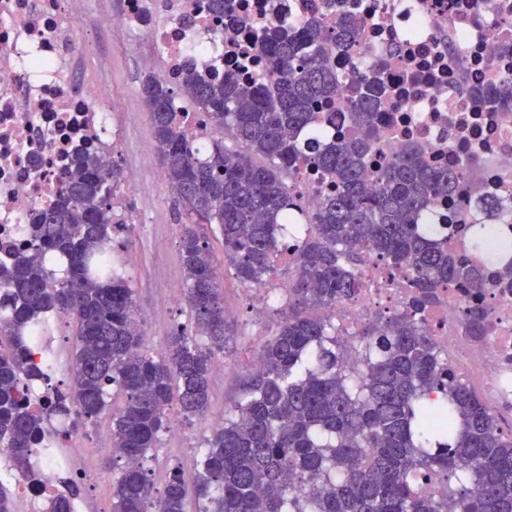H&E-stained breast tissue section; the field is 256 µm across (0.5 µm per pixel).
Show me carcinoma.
Wrapping results in <instances>:
<instances>
[{"mask_svg": "<svg viewBox=\"0 0 512 512\" xmlns=\"http://www.w3.org/2000/svg\"><path fill=\"white\" fill-rule=\"evenodd\" d=\"M346 20L327 37L317 26L297 35L261 39L267 75L249 86L189 71L180 92L149 74L140 92L165 178L182 208L180 259L191 329H176L152 353L135 329L133 291L118 273L112 248V186L107 172L84 155L55 202L30 225V244L0 259V450L19 479L37 487L35 449L56 439L55 423L80 430L95 425L112 394L113 459L122 469L112 512H512V433L497 413L461 382L420 316L443 288H487L512 282V252L486 273L478 256L461 254L451 235L480 227L473 250L484 251L485 220L504 209L494 195L479 216L447 219L450 235L432 236L423 216L455 200L464 167L435 169L412 156L373 166L369 150L385 100L372 85L351 100L357 136L321 143L314 108L336 96V78L321 63L329 46L348 48ZM206 112L214 127L244 151L220 141L203 157L186 138L176 96ZM512 108V75L481 102ZM269 161L255 164L251 156ZM305 161L331 181L310 212L288 188L284 172ZM218 232L224 261L244 284L288 257L289 288L280 321L260 346L247 397L204 440L193 485L176 470L154 492L149 453L177 408L190 422L207 412L216 353L230 325L208 234ZM67 262L61 276L47 255ZM373 257L409 277L404 308L379 316L358 333V364L345 365L330 320L319 314L356 297L358 269ZM73 327L74 386L40 403L31 388L52 385L53 369L35 362L33 328L52 316ZM489 310L471 307L466 334L490 330ZM207 344L198 343L197 337ZM441 474L465 483L439 497L418 491L420 478ZM79 496L65 476L46 499L45 512H72Z\"/></svg>", "mask_w": 512, "mask_h": 512, "instance_id": "carcinoma-1", "label": "carcinoma"}]
</instances>
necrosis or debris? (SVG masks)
<instances>
[{
    "label": "necrosis or debris",
    "instance_id": "obj_1",
    "mask_svg": "<svg viewBox=\"0 0 512 512\" xmlns=\"http://www.w3.org/2000/svg\"><path fill=\"white\" fill-rule=\"evenodd\" d=\"M210 0H124L121 12H102L107 31L141 33L126 52L160 78L179 84L187 71L203 76L260 78L264 59L256 40L272 28L294 32L319 22L336 29L338 17L357 24L349 50L331 49L325 66L339 90L321 112L325 138L351 132L348 98L352 71L382 70L389 102L377 119L374 161L413 155L438 166L467 165L460 183L461 208L483 193L512 197V112L484 111L482 95L512 73V0H234L232 17H217ZM85 0H0V250L27 246L33 223L72 172L76 155L98 159L104 169L120 152L111 122L108 85L90 65L93 49L81 44L78 20ZM359 295L336 308L342 340L383 309H398L412 288L406 275L373 259L360 267ZM475 290L447 288L424 314L431 336L450 366L470 379L494 408L512 406V287L494 289L485 302L493 323L489 336L465 335L464 321ZM37 455L49 495L61 473L78 483L99 476L77 459L76 432ZM20 496L32 497L27 484Z\"/></svg>",
    "mask_w": 512,
    "mask_h": 512
}]
</instances>
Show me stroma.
<instances>
[{"instance_id": "obj_1", "label": "stroma", "mask_w": 512, "mask_h": 512, "mask_svg": "<svg viewBox=\"0 0 512 512\" xmlns=\"http://www.w3.org/2000/svg\"><path fill=\"white\" fill-rule=\"evenodd\" d=\"M99 0H86L78 24L80 41L92 44L96 61L105 63L113 88L119 92L120 110L113 116L129 148L151 143L147 108L140 93L145 71L140 58L122 52L123 43L134 40L129 31L103 34L96 30ZM134 227L125 242L123 272L132 290L136 310L144 323L146 339L154 351H163L178 326L188 321L185 300V275L179 255V205L168 183L137 182L126 190ZM224 309L234 334L224 350L223 373L214 374L211 383L209 415L231 414L241 394L242 385L252 370L256 349L276 328L279 314L269 311L263 320L250 312L252 299L232 268L223 270ZM165 311H158V304ZM109 415H102L97 425L88 427L77 454L98 472L106 485H114L119 470L112 464ZM208 431L172 415L171 424L155 449L151 463L155 490H162L171 469L193 478Z\"/></svg>"}]
</instances>
